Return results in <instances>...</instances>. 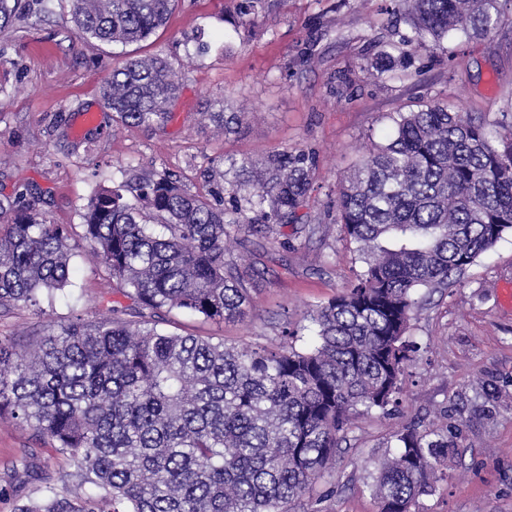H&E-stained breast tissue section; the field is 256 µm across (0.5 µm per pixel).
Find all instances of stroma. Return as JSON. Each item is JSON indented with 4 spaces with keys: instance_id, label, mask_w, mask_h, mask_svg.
I'll return each instance as SVG.
<instances>
[{
    "instance_id": "35a3bbf8",
    "label": "stroma",
    "mask_w": 512,
    "mask_h": 512,
    "mask_svg": "<svg viewBox=\"0 0 512 512\" xmlns=\"http://www.w3.org/2000/svg\"><path fill=\"white\" fill-rule=\"evenodd\" d=\"M236 0H178L167 25L143 43L79 38L69 0L0 30V198L24 195L57 224L79 223V209L123 169L169 171L203 195L222 190L229 162L304 149L315 153L308 221L244 233L240 274L253 296L242 322L215 323L184 312L164 316L171 332L235 346L278 343L362 271L337 222L342 175L386 143L394 113L419 101L448 103L492 122L512 114V14L487 35L457 36L413 57L407 70L377 78L380 45L409 34L392 0H270L253 33L235 28ZM157 54L177 69L182 90L162 126H123L99 98L127 57ZM247 109L223 135L200 114L215 101ZM94 117L80 127L82 113ZM72 285L41 309L0 307V336L23 345L53 324L92 318L110 287L72 242ZM512 233L471 265L460 285L420 292L408 336L417 360L402 379L398 412L359 422L336 454L322 512H378L369 491L373 459L393 432L447 412L459 426V456L419 512H512ZM498 392V399L486 394ZM66 455L28 424L0 417V512L19 498H42L70 484Z\"/></svg>"
}]
</instances>
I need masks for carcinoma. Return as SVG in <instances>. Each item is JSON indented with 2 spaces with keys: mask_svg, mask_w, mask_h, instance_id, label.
<instances>
[{
  "mask_svg": "<svg viewBox=\"0 0 512 512\" xmlns=\"http://www.w3.org/2000/svg\"><path fill=\"white\" fill-rule=\"evenodd\" d=\"M412 29L379 53L377 77L429 46L486 34L508 0H393ZM176 0H71L75 33L128 45L163 27ZM267 0H237L251 27ZM20 18L0 0V28ZM174 66L134 56L100 89L123 124L163 125L180 92ZM229 134L245 113H202ZM394 134L342 179L339 223L364 271L310 320L316 342L235 347L160 328L161 313L242 320L253 298L227 253L255 225L301 224L316 169L304 150L233 161L235 205L174 176L130 170L96 188L81 224H55L18 196L0 200V307L54 301L72 285L78 236L117 299L95 319L51 327L30 349L0 339V414L30 424L68 458L78 485L14 512H292L330 473L354 421L400 406L417 348L407 332L422 288H449L512 231V121L498 136L446 103L392 118ZM126 298L135 307L124 306ZM370 485L379 512H416L453 462L448 424L405 427Z\"/></svg>",
  "mask_w": 512,
  "mask_h": 512,
  "instance_id": "cac0c4a2",
  "label": "carcinoma"
}]
</instances>
